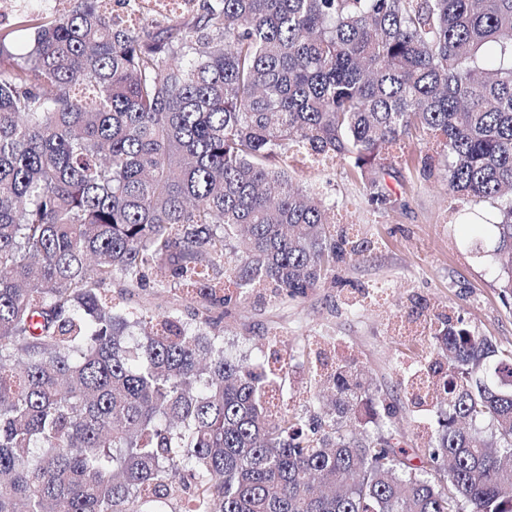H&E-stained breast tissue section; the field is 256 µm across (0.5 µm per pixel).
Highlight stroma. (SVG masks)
<instances>
[{
	"label": "stroma",
	"instance_id": "35a3bbf8",
	"mask_svg": "<svg viewBox=\"0 0 512 512\" xmlns=\"http://www.w3.org/2000/svg\"><path fill=\"white\" fill-rule=\"evenodd\" d=\"M299 178L323 184L337 224L353 240L370 241V249L338 263L325 286L306 297L254 295L226 308L224 347L268 356L274 350L270 332L278 330L294 356L282 400L306 419L320 409L310 400L316 377L302 345L314 342L330 358L355 360L393 409L386 428L405 447H424L438 406L418 404L400 383L423 368L428 340L422 331L434 306L463 317L474 335L512 349V298L502 295L497 263L476 249L460 224L472 206L450 201L440 175L403 165L387 180L404 202L395 210L370 207L361 182L342 171L306 170Z\"/></svg>",
	"mask_w": 512,
	"mask_h": 512
}]
</instances>
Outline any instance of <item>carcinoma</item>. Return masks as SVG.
Here are the masks:
<instances>
[{
  "label": "carcinoma",
  "mask_w": 512,
  "mask_h": 512,
  "mask_svg": "<svg viewBox=\"0 0 512 512\" xmlns=\"http://www.w3.org/2000/svg\"><path fill=\"white\" fill-rule=\"evenodd\" d=\"M114 2L0 28V512H512V350L434 315L412 453L355 435L390 409L354 361L304 346L335 397L305 422L292 356L227 354L213 315L364 248L296 156L376 210L399 159L442 170L512 296V0ZM153 284L188 305L129 321Z\"/></svg>",
  "instance_id": "carcinoma-1"
}]
</instances>
